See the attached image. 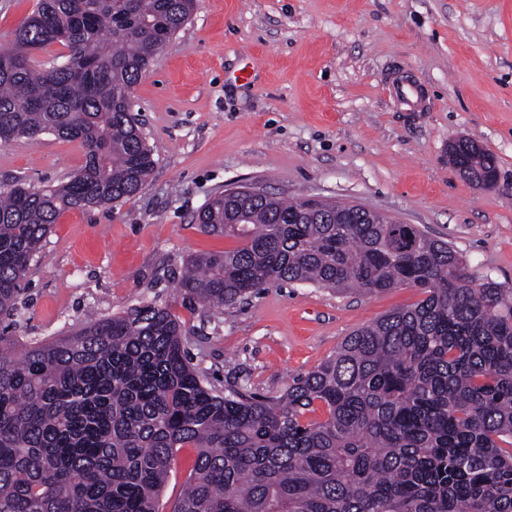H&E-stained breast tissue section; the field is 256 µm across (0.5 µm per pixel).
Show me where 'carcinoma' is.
<instances>
[{
    "instance_id": "carcinoma-1",
    "label": "carcinoma",
    "mask_w": 512,
    "mask_h": 512,
    "mask_svg": "<svg viewBox=\"0 0 512 512\" xmlns=\"http://www.w3.org/2000/svg\"><path fill=\"white\" fill-rule=\"evenodd\" d=\"M195 0H39L0 53V145L44 134L85 163L55 187L0 190V324L58 216L125 202L156 160L126 105ZM59 43L65 63L29 51ZM449 158L497 178L495 158ZM231 237L193 255L178 288L203 309L275 284L425 297L347 337L278 397L219 392L167 305L90 317L16 351L0 332V512H159L181 448L195 458L172 512H512V288L476 285L446 241L344 202L228 189L195 217ZM322 405L326 417L305 419Z\"/></svg>"
}]
</instances>
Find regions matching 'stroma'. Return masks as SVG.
Here are the masks:
<instances>
[{"instance_id":"1","label":"stroma","mask_w":512,"mask_h":512,"mask_svg":"<svg viewBox=\"0 0 512 512\" xmlns=\"http://www.w3.org/2000/svg\"><path fill=\"white\" fill-rule=\"evenodd\" d=\"M402 80L420 85V111L397 100ZM132 97L156 159L149 183L59 216L23 281L9 329L20 343L154 302L184 322L208 384L278 396L352 332L421 299L297 283L202 312L175 278L187 257L237 247L194 222L234 185L366 205L449 242L475 283L512 288V0H196ZM460 138L495 157L493 187L449 163ZM84 162L79 143L21 138L0 146V186L57 185Z\"/></svg>"}]
</instances>
